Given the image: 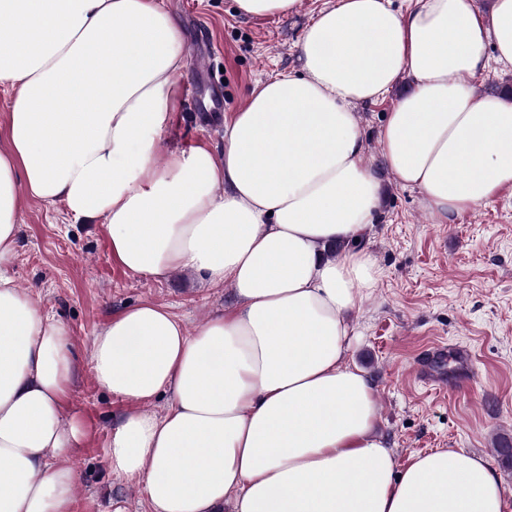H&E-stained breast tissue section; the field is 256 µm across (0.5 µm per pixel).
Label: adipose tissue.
<instances>
[{
	"instance_id": "ef3b65f1",
	"label": "adipose tissue",
	"mask_w": 512,
	"mask_h": 512,
	"mask_svg": "<svg viewBox=\"0 0 512 512\" xmlns=\"http://www.w3.org/2000/svg\"><path fill=\"white\" fill-rule=\"evenodd\" d=\"M298 62L225 119L223 151L166 153L185 44L165 0H0V512H72L84 438L63 408L68 331L9 271L26 197L100 219L130 272L231 289L195 331L145 302L93 338L96 384L132 404L110 468L152 512H503L482 457L438 448L398 466L345 355L381 276L361 246L380 183L355 108L412 77L380 144L433 223L511 189L512 100L466 80L512 67V0L485 15L474 0H331Z\"/></svg>"
}]
</instances>
